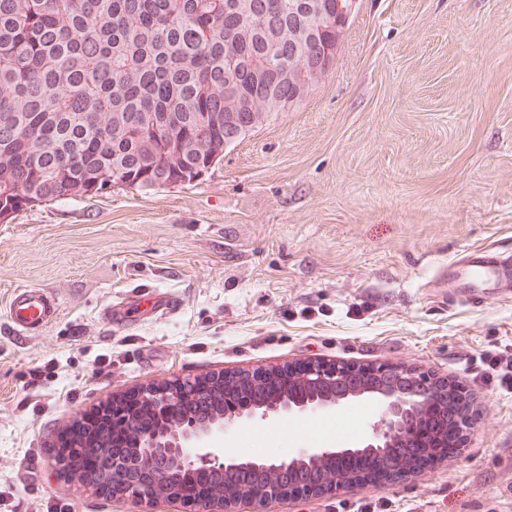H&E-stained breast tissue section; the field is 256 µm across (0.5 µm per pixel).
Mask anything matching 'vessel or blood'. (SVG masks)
<instances>
[{
	"label": "vessel or blood",
	"mask_w": 512,
	"mask_h": 512,
	"mask_svg": "<svg viewBox=\"0 0 512 512\" xmlns=\"http://www.w3.org/2000/svg\"><path fill=\"white\" fill-rule=\"evenodd\" d=\"M481 283L491 284L500 294L512 295V258L494 249L482 248L449 264V287L472 289ZM56 314L55 300L35 288L15 289L8 304L11 326L23 337L42 330Z\"/></svg>",
	"instance_id": "1"
}]
</instances>
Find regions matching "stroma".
I'll list each match as a JSON object with an SVG mask.
<instances>
[{"label": "stroma", "instance_id": "1", "mask_svg": "<svg viewBox=\"0 0 512 512\" xmlns=\"http://www.w3.org/2000/svg\"><path fill=\"white\" fill-rule=\"evenodd\" d=\"M479 246L512 254V0H359L329 74L202 176L0 223V512H139L58 478L53 433L141 384L317 358L458 380L472 424L435 469L273 512H512V388L478 378L512 345V297L474 308L440 285ZM19 287L59 304L26 338ZM109 301L136 317L107 323ZM379 414L362 400L222 448L347 446Z\"/></svg>", "mask_w": 512, "mask_h": 512}]
</instances>
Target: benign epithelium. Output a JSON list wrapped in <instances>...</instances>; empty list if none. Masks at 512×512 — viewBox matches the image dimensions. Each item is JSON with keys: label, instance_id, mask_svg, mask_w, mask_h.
<instances>
[{"label": "benign epithelium", "instance_id": "7a95c632", "mask_svg": "<svg viewBox=\"0 0 512 512\" xmlns=\"http://www.w3.org/2000/svg\"><path fill=\"white\" fill-rule=\"evenodd\" d=\"M358 0H336V44H341ZM334 55H320L310 67L298 70L294 100L315 85ZM451 383L414 375L399 365H354L342 361L305 360L247 370L211 372L142 385L121 395L109 394L83 413V425L96 439L105 418L121 428L135 423L144 401L157 415L148 430L125 439L133 448L112 456L107 465L75 478L69 462L76 445L58 439L55 464L67 482L93 492L110 490L117 500L149 507L178 502L183 512H267V506L289 498H322L340 489L359 490L397 475L420 471L416 458L441 460L438 449L448 445L446 428L426 430L425 419L439 414L435 405L448 399ZM201 393L212 401L206 419L193 418L192 405ZM374 398L381 415L360 441L348 448L316 443L299 445L288 456L230 457L213 441L241 427L274 425L284 420L334 413L353 402ZM353 457L361 468L344 470L337 460ZM313 465L307 481L292 475L300 466ZM210 470L224 476V486L205 495L198 492L193 474Z\"/></svg>", "mask_w": 512, "mask_h": 512}]
</instances>
